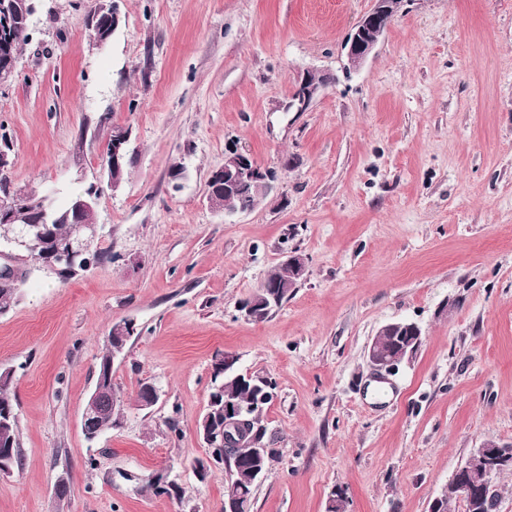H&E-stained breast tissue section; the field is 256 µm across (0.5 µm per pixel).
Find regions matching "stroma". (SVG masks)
Masks as SVG:
<instances>
[{
    "label": "stroma",
    "mask_w": 512,
    "mask_h": 512,
    "mask_svg": "<svg viewBox=\"0 0 512 512\" xmlns=\"http://www.w3.org/2000/svg\"><path fill=\"white\" fill-rule=\"evenodd\" d=\"M117 2L98 47L92 0H38L0 86L10 191L61 203L104 178L116 127L132 153L97 206L112 261L65 283L16 262L26 278L0 314V369L22 466L0 474V512H223L225 468L202 481L191 463L225 350L276 383L254 512H326L340 487L346 512H428L474 448L512 441V0H402L356 71L344 41L374 0ZM307 70L335 82L308 111H282ZM231 149L282 175L226 216L206 182ZM290 253L306 264L299 287L244 318L240 301ZM125 320L123 416L90 442L82 411ZM399 320L422 344L377 378L368 347ZM147 382L159 398L143 408ZM157 474L182 498L147 490Z\"/></svg>",
    "instance_id": "obj_1"
}]
</instances>
